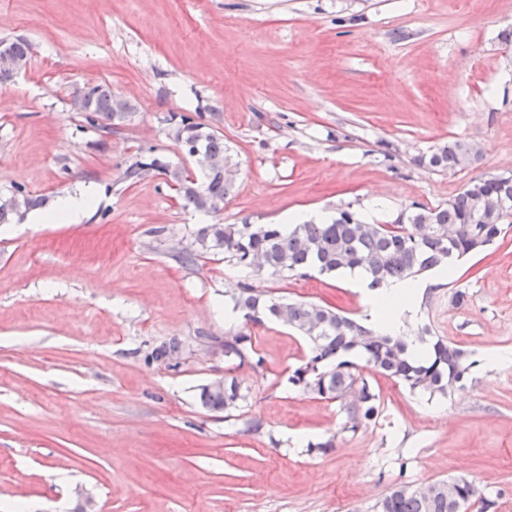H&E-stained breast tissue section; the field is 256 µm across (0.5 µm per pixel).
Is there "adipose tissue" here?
<instances>
[{
  "instance_id": "adipose-tissue-1",
  "label": "adipose tissue",
  "mask_w": 512,
  "mask_h": 512,
  "mask_svg": "<svg viewBox=\"0 0 512 512\" xmlns=\"http://www.w3.org/2000/svg\"><path fill=\"white\" fill-rule=\"evenodd\" d=\"M96 198V187L89 185L78 192L59 197L52 211L35 213L32 219L44 224L69 223L91 210ZM345 278L349 286L360 291L364 297L369 308L370 321L375 328L401 335L406 333L405 317L412 312L417 296L425 288L424 283L394 285L373 291L366 288L365 276L361 270L346 271Z\"/></svg>"
}]
</instances>
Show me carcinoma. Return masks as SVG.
Masks as SVG:
<instances>
[{"label": "carcinoma", "instance_id": "cac0c4a2", "mask_svg": "<svg viewBox=\"0 0 512 512\" xmlns=\"http://www.w3.org/2000/svg\"><path fill=\"white\" fill-rule=\"evenodd\" d=\"M11 53L20 58L31 54V45L22 36L7 39ZM90 111L84 122L105 137L129 121L136 105L116 112L117 95L106 83L84 85ZM168 132L180 147L188 144L203 149L215 160V169L197 185L188 169L173 166L149 150V154L129 164L123 180L136 182L151 168L177 187L183 208L214 217L224 211V201L233 195L235 178L224 138L206 124L187 115L170 114ZM479 145L468 140H452L429 155L417 158L440 171L455 172L479 160ZM483 198L501 199L512 215V174L469 181L444 206L430 208L414 203L390 224H367L350 210H341L327 223L208 224L196 232V242L206 251L224 253V258L246 271L255 280L306 275L311 271L334 274L345 269L362 270L371 288H387L406 283L435 268H449L463 256L495 242L502 233V221L483 215L478 208ZM46 202L22 187L0 194V224H10ZM247 322L262 325L279 322L311 342L308 358L296 367L289 382L305 393L336 402L343 412L341 431L356 432L374 420L380 407L379 394L358 373V364L347 358L357 354L381 374L405 384L411 391L446 397L462 384L473 367L467 352L442 336L432 335L427 326L417 331L415 342L425 347L418 358L410 354V343L400 335L384 333L330 307L275 296L252 283L244 282L235 301ZM255 355L252 336L242 331L224 336V357L251 362ZM199 399L203 407L231 415L245 400L240 383L224 377V389L205 384ZM480 496L469 483L461 487L438 480L417 490L409 482L394 487L379 500L375 512H466Z\"/></svg>", "mask_w": 512, "mask_h": 512}]
</instances>
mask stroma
Instances as JSON below:
<instances>
[{"instance_id": "obj_1", "label": "stroma", "mask_w": 512, "mask_h": 512, "mask_svg": "<svg viewBox=\"0 0 512 512\" xmlns=\"http://www.w3.org/2000/svg\"><path fill=\"white\" fill-rule=\"evenodd\" d=\"M505 29L512 0H0V38L39 48L0 84V193L53 203L98 189L80 222L0 224V512H77L85 495L97 512H373L397 483L459 476L493 502L467 512H512V217L417 302L416 325L474 360L463 386L429 398L361 367L380 410L350 433L337 403L288 381L306 339L225 318L245 274L200 252L210 216L182 208L164 175L122 179L151 146L194 168L166 135L175 112L224 139L236 187L220 223L347 208L388 224L412 203L446 204L512 172ZM88 82L137 106L103 148L71 105ZM454 139L478 143L479 161L418 164ZM263 285L366 318L339 275ZM237 331L260 365L225 358ZM174 339L177 360H151ZM228 372L246 393L229 418L199 400ZM329 438L330 454L308 452Z\"/></svg>"}]
</instances>
